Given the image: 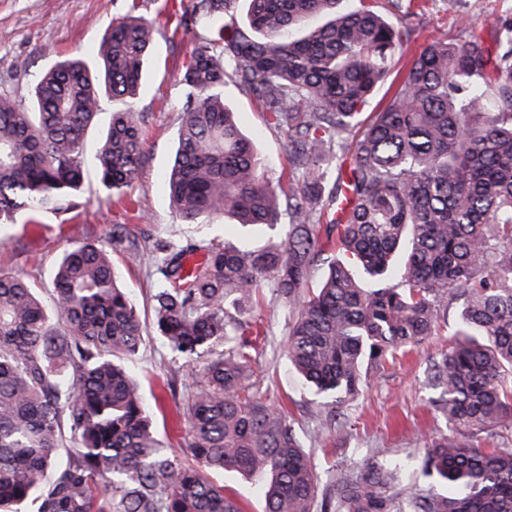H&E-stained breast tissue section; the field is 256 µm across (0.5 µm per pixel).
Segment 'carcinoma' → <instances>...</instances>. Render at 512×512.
I'll use <instances>...</instances> for the list:
<instances>
[{"label": "carcinoma", "instance_id": "carcinoma-1", "mask_svg": "<svg viewBox=\"0 0 512 512\" xmlns=\"http://www.w3.org/2000/svg\"><path fill=\"white\" fill-rule=\"evenodd\" d=\"M232 2H195L206 36L181 77L169 199L188 224L223 214L272 229L286 215L288 237L161 247L157 330L195 368L178 454L113 361L143 341L114 276L113 254L141 262L127 225H112L109 248L65 253L48 304L0 271V512H243L212 479L224 470L263 477L264 512H512V450L455 434L512 425V20L493 55L471 37L427 44L362 123L404 41L372 0L347 12L340 0H246L242 20ZM137 8L105 29L95 61L39 74L30 107L0 96L1 225L78 206L84 138L105 98L126 106L98 147L99 183L120 200L135 180L144 117L132 102L155 43ZM228 79L289 137L288 192L224 103ZM266 280L290 311L288 361L321 398V428L368 370L448 327L458 304L456 340L428 372L451 431L411 460L334 469L321 487L294 420L259 397L267 331L243 307Z\"/></svg>", "mask_w": 512, "mask_h": 512}]
</instances>
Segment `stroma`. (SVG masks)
<instances>
[{
  "mask_svg": "<svg viewBox=\"0 0 512 512\" xmlns=\"http://www.w3.org/2000/svg\"><path fill=\"white\" fill-rule=\"evenodd\" d=\"M382 14L408 34V52H418L432 39L460 36L456 22L465 14L468 31L495 50L497 30L512 18V0H426L421 11L405 15L389 0H378ZM131 0H0V95H10L29 104L33 82L58 60L78 56L91 58L105 28L125 15ZM194 0H140V14L156 29L152 60L135 101L147 117L145 159L138 178L128 188L138 216L129 219L98 184L95 154L120 101L106 100L85 141V179L79 207L61 214H47L0 226V270L25 276L35 283L42 297H49L53 271L61 256L84 241H108L113 225H128L139 239L141 266L130 268L115 260L117 280L125 288L142 323L144 343L139 353L122 358L138 380L148 413L165 447L179 450L185 443L187 423L180 390L191 384L192 369L172 362L167 347L157 336L151 309V294L159 281L152 261L160 242L218 238L235 244L244 232L231 218L210 217L204 224L185 223L168 199L167 175L177 146L179 116L185 90L179 78L190 63L192 49L204 34L201 25L188 24ZM224 99L237 120L271 164L272 176L288 167V138L269 124L260 102L243 87L229 81ZM269 332L262 347L255 375L261 394L272 406L288 409L299 432L308 437L307 449L320 474H327L366 457L399 458L420 453L433 437L447 429L433 410L436 393L427 382L432 359L453 340L452 330H441L412 347L396 363L371 376L359 396L336 409V423L318 429L319 399L289 365L284 347L289 313L276 298L271 284H264L258 301L250 307ZM172 376L178 392L156 389L157 378Z\"/></svg>",
  "mask_w": 512,
  "mask_h": 512,
  "instance_id": "stroma-1",
  "label": "stroma"
}]
</instances>
